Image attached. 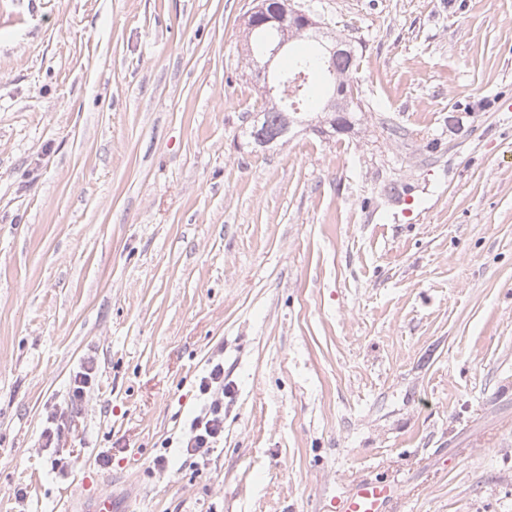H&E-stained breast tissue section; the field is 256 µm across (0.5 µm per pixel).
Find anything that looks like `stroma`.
<instances>
[{
	"label": "stroma",
	"instance_id": "obj_1",
	"mask_svg": "<svg viewBox=\"0 0 512 512\" xmlns=\"http://www.w3.org/2000/svg\"><path fill=\"white\" fill-rule=\"evenodd\" d=\"M306 2L362 116L263 150L252 0H0V512H324L375 476L390 512H512V0ZM96 372V363L94 357H87L82 363L81 371L74 375L71 386L72 402H80L84 399L87 388H90L93 376ZM199 391L202 395H210V402L192 419L180 448L189 456L206 457L224 441L223 361L213 364L207 375L201 378ZM49 423L54 424L55 427H46L40 434L42 448H54L56 456L54 458V467L57 470L63 471L68 466L66 458L61 457L60 453L65 445V430L67 427L68 416L65 413H53L48 417ZM61 448V450H60Z\"/></svg>",
	"mask_w": 512,
	"mask_h": 512
}]
</instances>
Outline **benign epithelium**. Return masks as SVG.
Wrapping results in <instances>:
<instances>
[{"label":"benign epithelium","instance_id":"benign-epithelium-1","mask_svg":"<svg viewBox=\"0 0 512 512\" xmlns=\"http://www.w3.org/2000/svg\"><path fill=\"white\" fill-rule=\"evenodd\" d=\"M246 29L253 31L266 27L277 31L281 38L272 41L266 52L254 59L253 70L256 77L263 81L266 94L273 95L284 85V78L276 69L277 57L288 48V33L299 30L308 31L319 27L315 13L293 0H256V6L246 16ZM353 55L350 44L344 40L320 45L319 58L323 66L334 70L338 57ZM326 115L319 122H307L300 118H288V125H304L322 137L332 136L330 127L336 125V109L332 105L325 108Z\"/></svg>","mask_w":512,"mask_h":512}]
</instances>
